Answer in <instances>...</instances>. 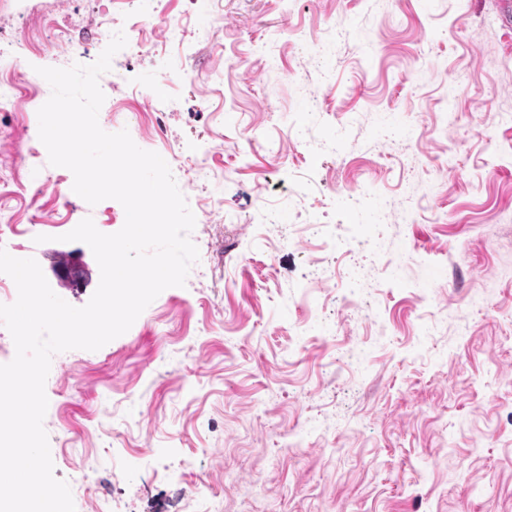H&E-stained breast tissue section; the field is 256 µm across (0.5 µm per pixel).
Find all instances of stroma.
<instances>
[{
    "instance_id": "obj_1",
    "label": "stroma",
    "mask_w": 512,
    "mask_h": 512,
    "mask_svg": "<svg viewBox=\"0 0 512 512\" xmlns=\"http://www.w3.org/2000/svg\"><path fill=\"white\" fill-rule=\"evenodd\" d=\"M113 11L138 16L0 0V226L75 307L100 269L63 234L125 211L44 186L36 70L96 61ZM99 86L101 128L199 195L200 259L125 334L52 357L44 428L76 512H512L503 0H158Z\"/></svg>"
}]
</instances>
